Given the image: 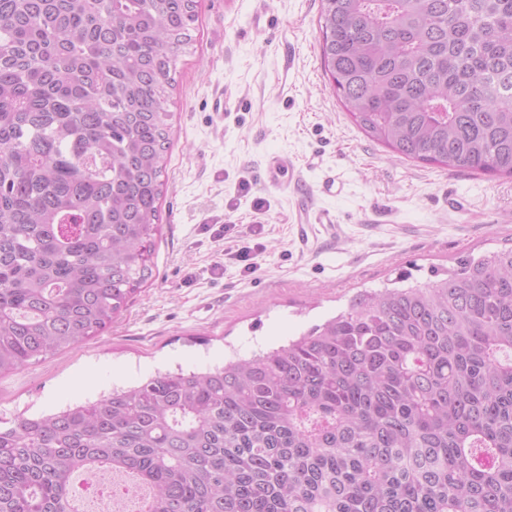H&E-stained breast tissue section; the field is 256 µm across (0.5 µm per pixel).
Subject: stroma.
Returning <instances> with one entry per match:
<instances>
[{"instance_id": "1", "label": "stroma", "mask_w": 512, "mask_h": 512, "mask_svg": "<svg viewBox=\"0 0 512 512\" xmlns=\"http://www.w3.org/2000/svg\"><path fill=\"white\" fill-rule=\"evenodd\" d=\"M320 8L198 0L167 105L152 276L102 336L1 375V421L278 347L361 291L512 246L511 178L394 157L351 122L321 66ZM275 153L293 164L279 183ZM330 174L339 195L319 191Z\"/></svg>"}]
</instances>
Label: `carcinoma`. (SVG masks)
<instances>
[{"mask_svg":"<svg viewBox=\"0 0 512 512\" xmlns=\"http://www.w3.org/2000/svg\"><path fill=\"white\" fill-rule=\"evenodd\" d=\"M197 0H0V374L152 276ZM342 108L401 158L512 178V0H321ZM107 469L144 512H512V247L365 290L287 343L0 429V512Z\"/></svg>","mask_w":512,"mask_h":512,"instance_id":"obj_1","label":"carcinoma"}]
</instances>
